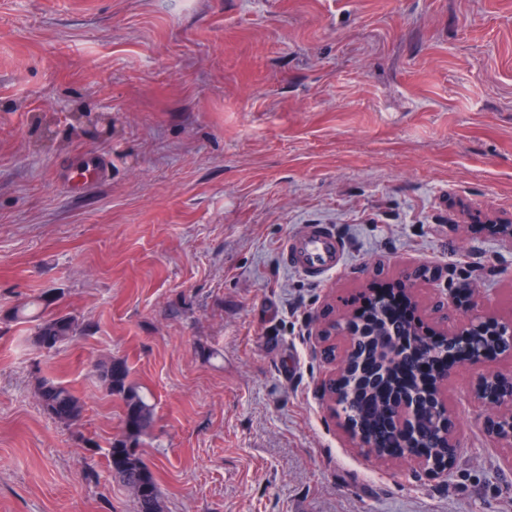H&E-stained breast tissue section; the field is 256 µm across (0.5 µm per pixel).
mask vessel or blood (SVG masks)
<instances>
[{
    "label": "vessel or blood",
    "mask_w": 512,
    "mask_h": 512,
    "mask_svg": "<svg viewBox=\"0 0 512 512\" xmlns=\"http://www.w3.org/2000/svg\"><path fill=\"white\" fill-rule=\"evenodd\" d=\"M282 257L308 279L321 281L342 265L345 253L343 241L324 224H303L286 238Z\"/></svg>",
    "instance_id": "1"
}]
</instances>
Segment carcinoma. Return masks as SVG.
<instances>
[{
    "instance_id": "obj_1",
    "label": "carcinoma",
    "mask_w": 512,
    "mask_h": 512,
    "mask_svg": "<svg viewBox=\"0 0 512 512\" xmlns=\"http://www.w3.org/2000/svg\"><path fill=\"white\" fill-rule=\"evenodd\" d=\"M54 300L41 297L36 301L16 308L14 316L30 318L35 321L32 341L39 347L52 350L59 345L75 341L86 330L78 319L53 309ZM367 324L375 326L376 334L369 340L360 342L361 354L376 352L379 339L391 335L397 330L403 336H413L412 328L388 323L384 316V307L380 303L373 305L368 314ZM450 347L444 341H438L427 348L418 345L414 350L400 349L399 359L383 369L376 383H362L359 374L352 372L344 376L345 384L340 389L333 410L347 418L359 430L369 445L368 452H378L391 445L396 436L380 429L379 419L362 411L366 395H371L377 409L386 407L392 398L402 396L417 406L419 417L417 445L429 444L441 454L439 431L429 426L434 411L431 391L417 380L402 381L395 375L396 367L410 363L413 355L430 357L446 354ZM97 376L109 394L120 396L123 403V435L112 442L109 449V465L114 478L127 487L133 495L135 512H162L160 492L152 470L138 453L140 439L147 434L153 424V408L146 402L138 388L129 381V368L125 362L116 359L103 360L96 364ZM37 395L43 411L60 423L71 425L82 414L81 399L68 387L52 379L43 378L37 382Z\"/></svg>"
}]
</instances>
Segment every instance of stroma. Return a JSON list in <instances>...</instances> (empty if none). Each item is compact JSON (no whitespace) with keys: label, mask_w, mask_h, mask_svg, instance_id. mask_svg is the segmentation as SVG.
<instances>
[{"label":"stroma","mask_w":512,"mask_h":512,"mask_svg":"<svg viewBox=\"0 0 512 512\" xmlns=\"http://www.w3.org/2000/svg\"><path fill=\"white\" fill-rule=\"evenodd\" d=\"M511 222L512 0H0V512H134L105 357L163 512H512L471 398L512 359L455 365L444 480L350 446L311 334L415 263L511 317ZM301 224L346 242L325 282L280 261ZM45 293L87 326L50 353L13 318ZM96 370L105 390L119 395L123 403V435L112 442L108 452L112 475L132 492L135 512H162L157 480L137 449L141 437L152 427L153 408L129 381L124 361L103 360L96 364ZM37 395L43 411L60 423L71 425L82 414L81 399L67 386L52 379L37 382Z\"/></svg>","instance_id":"1"}]
</instances>
